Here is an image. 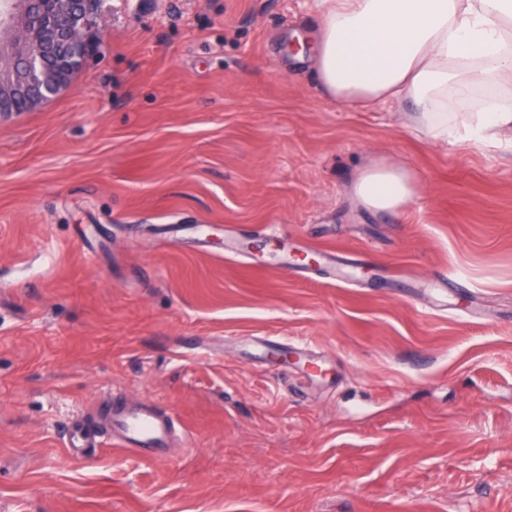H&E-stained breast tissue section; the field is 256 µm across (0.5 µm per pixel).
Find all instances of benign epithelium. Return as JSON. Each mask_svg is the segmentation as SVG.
I'll return each instance as SVG.
<instances>
[{
    "instance_id": "7a95c632",
    "label": "benign epithelium",
    "mask_w": 512,
    "mask_h": 512,
    "mask_svg": "<svg viewBox=\"0 0 512 512\" xmlns=\"http://www.w3.org/2000/svg\"><path fill=\"white\" fill-rule=\"evenodd\" d=\"M46 0H0V122L57 97L92 55L98 10L76 3L50 13L35 32L30 21Z\"/></svg>"
}]
</instances>
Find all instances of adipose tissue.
Listing matches in <instances>:
<instances>
[{"instance_id": "ef3b65f1", "label": "adipose tissue", "mask_w": 512, "mask_h": 512, "mask_svg": "<svg viewBox=\"0 0 512 512\" xmlns=\"http://www.w3.org/2000/svg\"><path fill=\"white\" fill-rule=\"evenodd\" d=\"M312 75L341 105L412 99L413 124L432 141L464 136L475 146L499 144L512 128V102L498 100L460 120L448 116V93L512 77V0H319ZM357 200L380 212L405 208L412 174L387 160L362 168Z\"/></svg>"}]
</instances>
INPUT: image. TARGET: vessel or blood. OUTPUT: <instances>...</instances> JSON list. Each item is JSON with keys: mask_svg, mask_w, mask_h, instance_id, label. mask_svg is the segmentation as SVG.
<instances>
[{"mask_svg": "<svg viewBox=\"0 0 512 512\" xmlns=\"http://www.w3.org/2000/svg\"><path fill=\"white\" fill-rule=\"evenodd\" d=\"M182 441L178 420L171 412L153 402L117 395L113 398L105 430L72 437L71 445L95 448L106 443L147 459L160 460L171 446Z\"/></svg>", "mask_w": 512, "mask_h": 512, "instance_id": "1", "label": "vessel or blood"}]
</instances>
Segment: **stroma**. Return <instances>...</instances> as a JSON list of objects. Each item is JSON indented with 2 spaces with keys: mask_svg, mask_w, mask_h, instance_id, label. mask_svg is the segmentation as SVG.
I'll use <instances>...</instances> for the list:
<instances>
[{
  "mask_svg": "<svg viewBox=\"0 0 512 512\" xmlns=\"http://www.w3.org/2000/svg\"><path fill=\"white\" fill-rule=\"evenodd\" d=\"M99 12L0 124V512H512V143L326 99L290 51L315 0ZM381 159L396 213L351 192ZM115 393L187 446L73 458ZM353 192L363 206L394 213L409 204L415 194V183L407 168L384 160L368 164L359 171Z\"/></svg>",
  "mask_w": 512,
  "mask_h": 512,
  "instance_id": "1",
  "label": "stroma"
}]
</instances>
